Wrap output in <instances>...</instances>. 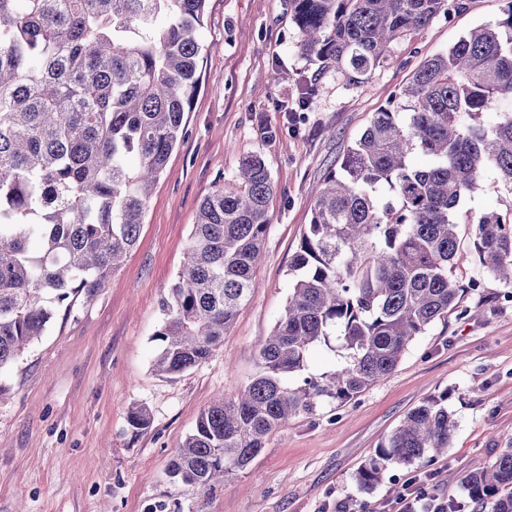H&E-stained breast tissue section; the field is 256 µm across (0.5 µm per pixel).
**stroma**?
Wrapping results in <instances>:
<instances>
[{"label":"stroma","instance_id":"obj_1","mask_svg":"<svg viewBox=\"0 0 512 512\" xmlns=\"http://www.w3.org/2000/svg\"><path fill=\"white\" fill-rule=\"evenodd\" d=\"M506 0H471L392 46V58L353 88L316 78L298 48L289 0H208L199 86L185 134L155 185L136 248L105 288L58 310L44 336L0 369V512H339L353 476L423 399L447 394L456 426L446 455L391 467L362 501L387 512L410 479L433 477L457 512L474 506L460 478L512 446V301L477 261L468 225L454 273L458 308L409 346L395 371L340 409L272 432L246 470L204 492L174 482L167 463L199 413L256 375L257 348L282 315L288 266L325 179L374 112L387 107L425 59L469 30L496 23ZM259 154L276 186L256 288L222 347L165 378L152 369L160 300L181 270L196 214L216 186ZM512 209L494 171L462 213ZM150 427L132 434L131 405Z\"/></svg>","mask_w":512,"mask_h":512}]
</instances>
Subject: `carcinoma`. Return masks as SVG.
Listing matches in <instances>:
<instances>
[{
	"instance_id": "1",
	"label": "carcinoma",
	"mask_w": 512,
	"mask_h": 512,
	"mask_svg": "<svg viewBox=\"0 0 512 512\" xmlns=\"http://www.w3.org/2000/svg\"><path fill=\"white\" fill-rule=\"evenodd\" d=\"M207 0H0V369L44 335L54 308L95 295L136 247L151 187L184 134L198 89ZM470 0H291L315 79L348 87L388 62L392 44ZM327 177L289 264L281 317L258 373L203 409L169 476L212 490L245 470L289 420L338 408L390 375L413 342L459 303V207L493 170L512 192V0L504 17L424 61ZM497 113L489 121L486 113ZM420 153L425 167L414 164ZM389 200H380L382 192ZM271 172L246 157L238 184L201 202L183 268L163 298L154 369L208 360L255 288L271 223ZM473 224L485 272L512 301V209ZM324 345L336 367L304 375ZM448 394L411 409L354 476L369 494L392 466L451 444ZM137 434L148 409L131 406ZM477 512H512V448L461 481Z\"/></svg>"
}]
</instances>
